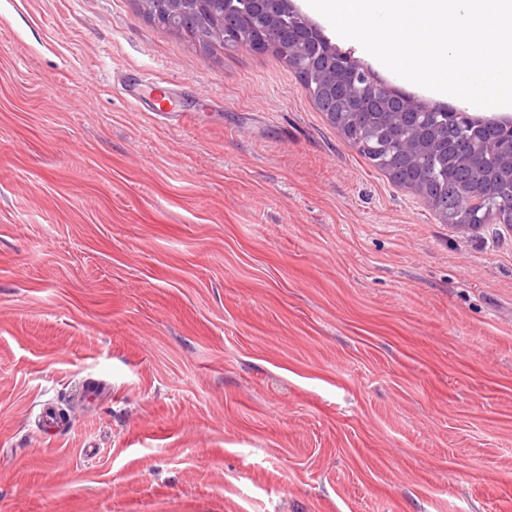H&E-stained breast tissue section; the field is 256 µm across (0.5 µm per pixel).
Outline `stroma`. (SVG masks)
Returning a JSON list of instances; mask_svg holds the SVG:
<instances>
[{"label": "stroma", "instance_id": "obj_1", "mask_svg": "<svg viewBox=\"0 0 512 512\" xmlns=\"http://www.w3.org/2000/svg\"><path fill=\"white\" fill-rule=\"evenodd\" d=\"M0 512H512V230L273 53L0 0Z\"/></svg>", "mask_w": 512, "mask_h": 512}]
</instances>
